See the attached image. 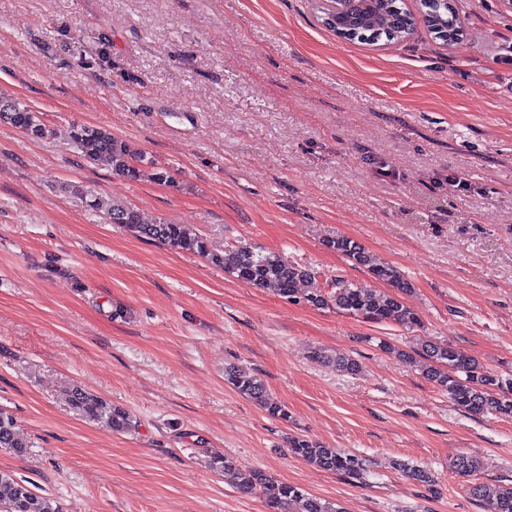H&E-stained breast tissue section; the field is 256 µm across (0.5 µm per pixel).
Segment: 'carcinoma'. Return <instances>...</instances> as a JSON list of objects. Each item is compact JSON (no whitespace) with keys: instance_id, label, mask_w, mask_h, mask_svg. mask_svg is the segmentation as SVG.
<instances>
[{"instance_id":"cac0c4a2","label":"carcinoma","mask_w":512,"mask_h":512,"mask_svg":"<svg viewBox=\"0 0 512 512\" xmlns=\"http://www.w3.org/2000/svg\"><path fill=\"white\" fill-rule=\"evenodd\" d=\"M457 14L448 6V14L438 13L428 6L424 20L437 38L448 41L446 16ZM91 62L104 68L112 67V42L102 35L92 49ZM0 123L8 124L35 138L50 135L40 113L23 102L0 94ZM68 138L72 148L89 163L111 168L112 173L131 182L145 176L143 159L131 152L127 144L103 126L74 124ZM84 206L101 212L110 224H120L139 237L159 241L172 249L196 253L211 265L233 275L238 280L260 290H270L295 303L315 308L332 305L338 311L359 316L372 322H394L405 327L420 323L416 310L406 301L412 285L396 270L380 265L357 242L344 237L332 238L328 247L340 252L353 264L366 268L373 278L387 282L393 291L381 293L365 290L351 282L338 279L326 292L320 288H300L298 284L313 277V272L291 262L275 251H264L248 244L231 249L217 250L208 240L193 232L185 224L155 222L148 224L133 207L106 203L94 196H80ZM423 358L429 364L423 368L428 380L448 392V399L459 409L474 414L512 416V378H504L487 370L476 358L459 352L447 343L426 341L422 346ZM225 380L240 395L262 407L278 420L288 418L286 407L273 399L267 390L250 375L229 367ZM67 405L77 414L124 434L136 428L133 416L123 408L114 406L81 386L64 393ZM0 448H11L24 454L29 442L20 432L14 416L0 409ZM291 452L317 467L353 480H362L367 472L366 461L356 453L328 448L304 436L290 441ZM396 470L429 489L435 485L431 471L403 461L394 463ZM458 474L473 476L478 472V461L468 455L458 456L451 464ZM238 487L245 493L260 494L272 512H341L321 499L304 493L300 488L254 470L241 478ZM471 493L487 508V512H512V484L489 486L476 483ZM0 512H60L55 501L34 491L28 481L0 471Z\"/></svg>"}]
</instances>
